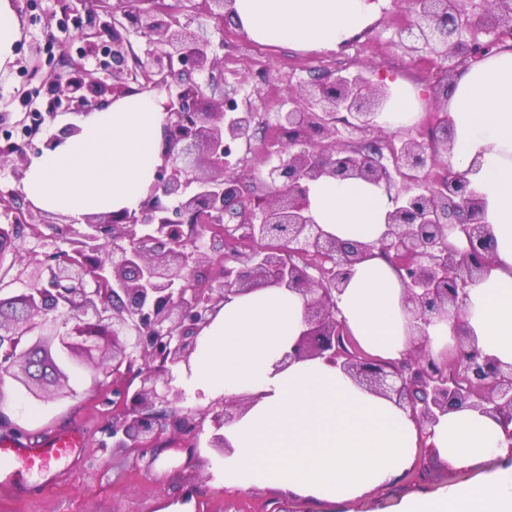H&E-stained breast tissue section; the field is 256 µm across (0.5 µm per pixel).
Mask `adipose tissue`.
Here are the masks:
<instances>
[{"instance_id":"ef3b65f1","label":"adipose tissue","mask_w":512,"mask_h":512,"mask_svg":"<svg viewBox=\"0 0 512 512\" xmlns=\"http://www.w3.org/2000/svg\"><path fill=\"white\" fill-rule=\"evenodd\" d=\"M375 0H234L233 18L255 42L296 51H340L371 29ZM378 118L390 130L416 123L423 88L390 82ZM448 162L481 199V223L493 239L492 261L472 282L463 318L479 348L512 364V41L470 62L448 97ZM162 98L132 92L93 108L78 133L33 156L23 189L45 211L72 217L134 210L161 163ZM393 193L360 178L322 177L307 184L309 213L341 242L364 244L336 297L338 316L367 354L399 361L417 341L406 287L380 250ZM305 301L278 287L230 297L198 337L190 370L179 382L191 399L247 397L224 426L231 446L218 483L247 495L271 488L326 504L351 502L399 483L421 449L448 466L470 469L498 459L480 478L440 492L413 488L397 512H512V447L497 418L463 407L419 427L409 407L356 383L326 359L276 364L304 328Z\"/></svg>"}]
</instances>
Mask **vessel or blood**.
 Here are the masks:
<instances>
[{
    "mask_svg": "<svg viewBox=\"0 0 512 512\" xmlns=\"http://www.w3.org/2000/svg\"><path fill=\"white\" fill-rule=\"evenodd\" d=\"M85 446L80 428L53 432L43 441L31 442L13 436L0 437V488L15 495L50 486L56 463L77 458Z\"/></svg>",
    "mask_w": 512,
    "mask_h": 512,
    "instance_id": "1",
    "label": "vessel or blood"
}]
</instances>
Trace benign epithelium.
<instances>
[{"label":"benign epithelium","instance_id":"benign-epithelium-1","mask_svg":"<svg viewBox=\"0 0 512 512\" xmlns=\"http://www.w3.org/2000/svg\"><path fill=\"white\" fill-rule=\"evenodd\" d=\"M96 6L109 17L99 28L112 41V84L74 77L61 92L75 95L79 112L106 93L161 94L168 78L179 76L177 91L162 103L161 164L138 209L89 215L81 224L55 228L70 243L57 258L46 254L31 264L11 252L22 228L33 234L39 223L25 219L0 228V261L17 267L16 280L30 284L25 293L0 297V378H13L37 400L63 399L76 370H109L116 397L108 430L112 447L136 450L158 440L165 431L158 415L166 411L174 430L194 432V418L179 414L185 392L172 384L171 368L190 367L198 335L218 304L274 285L306 298V329L284 360L339 361L359 384L408 405L421 426L457 408L479 409L497 417L512 441V365L483 353L462 320L466 287L487 267L492 238L479 222L480 201L463 176L447 166L434 171L439 146H448V119L441 121L442 140L434 133L422 140H388L386 164L378 151L316 140L338 121L359 132L377 129L374 118L388 90L374 81L370 67L316 80L290 94L292 106L278 113L287 143L267 170V194L250 207L247 181L229 171V157L251 140L254 116L235 111L226 100L207 105L202 85L187 76L214 66L208 47L187 35L162 0H139L138 7L123 11L121 21L107 0ZM408 13V35L448 60L450 72L512 39V0H478L469 9L460 0H409ZM130 27L161 46L135 71L126 68ZM464 31H480L488 39L466 42L460 38ZM0 156L29 163L24 145L15 142L0 145ZM202 163L210 172H199ZM394 173L404 187L393 197L381 251L401 271L415 319L426 326L433 316L446 314L455 321L459 348L449 366L431 357L424 331L397 362L370 357L355 346L337 317L335 294L363 247L326 235L307 213L308 180L357 177L390 187ZM233 220L250 247L249 265L221 263L218 275L201 274V262L213 261L208 253L224 249ZM456 227L466 238L462 249L449 241ZM207 231L208 253L196 248ZM107 246L112 247L108 262L98 256ZM138 359L140 386L131 393L124 376ZM46 364L57 385L53 392L41 384ZM219 405L210 415V445L224 454L228 448L220 430L240 413L241 403Z\"/></svg>","mask_w":512,"mask_h":512}]
</instances>
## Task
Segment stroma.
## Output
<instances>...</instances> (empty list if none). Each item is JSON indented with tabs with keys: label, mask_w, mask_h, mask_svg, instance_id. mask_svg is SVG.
<instances>
[{
	"label": "stroma",
	"mask_w": 512,
	"mask_h": 512,
	"mask_svg": "<svg viewBox=\"0 0 512 512\" xmlns=\"http://www.w3.org/2000/svg\"><path fill=\"white\" fill-rule=\"evenodd\" d=\"M188 34L207 44L214 68L199 74L210 101L230 96L240 109L255 112L260 121L249 144L232 156L234 172L253 181L261 192L260 179L276 163L274 149L284 139L279 135L276 115L288 107L291 91L327 74H342L357 66L371 65L379 76L401 77L427 91L421 121L404 130L401 137L420 138L433 127L438 110L446 104L451 80L443 72L444 62L408 40L403 28L408 20L404 0H382L373 28L340 53L300 52L260 46L248 38L232 20L217 22L200 0H164ZM19 37L14 59L0 70V142L17 130V120L27 113L26 102L36 97L47 106L55 80H65L84 72L110 79L112 58L107 51L83 55L81 27L87 15L64 13L61 0H17ZM73 396L58 402L36 403L13 387L0 384V414L8 422L0 425V435L12 433L36 440L60 428L80 426L85 453L78 463L67 466L63 479L27 499L0 497V512H160L170 503L180 502L188 487L196 495L190 512H246L248 504L269 503L272 512H327L309 501L280 498L269 489H257L246 496L228 494L214 485L211 466L220 455L209 448L211 421L202 432L189 437L167 432L154 447L133 453L112 447L105 434L112 422V380L97 378L85 369L72 377ZM495 461L482 462L467 471L448 466L436 455L415 459L398 488L376 492L347 503L340 512H395L402 493L422 486L432 491L470 481L493 470Z\"/></svg>",
	"instance_id": "obj_1"
}]
</instances>
